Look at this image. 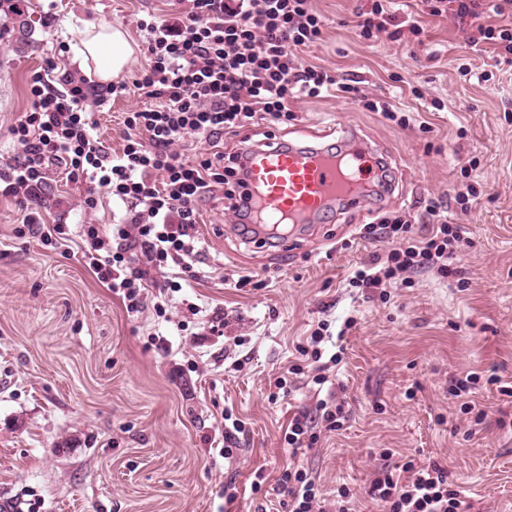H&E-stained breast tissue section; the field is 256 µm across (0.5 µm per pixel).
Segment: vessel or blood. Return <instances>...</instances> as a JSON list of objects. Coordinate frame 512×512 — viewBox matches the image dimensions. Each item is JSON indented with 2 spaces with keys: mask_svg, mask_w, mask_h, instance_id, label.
Masks as SVG:
<instances>
[{
  "mask_svg": "<svg viewBox=\"0 0 512 512\" xmlns=\"http://www.w3.org/2000/svg\"><path fill=\"white\" fill-rule=\"evenodd\" d=\"M372 167L368 146L357 140L341 156L325 146L253 148L247 168L255 221L299 229L321 221L337 205L361 206Z\"/></svg>",
  "mask_w": 512,
  "mask_h": 512,
  "instance_id": "vessel-or-blood-1",
  "label": "vessel or blood"
}]
</instances>
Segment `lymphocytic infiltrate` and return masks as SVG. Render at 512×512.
<instances>
[{"mask_svg": "<svg viewBox=\"0 0 512 512\" xmlns=\"http://www.w3.org/2000/svg\"><path fill=\"white\" fill-rule=\"evenodd\" d=\"M181 10L170 22L138 18L148 62L133 84L110 86L121 95L135 88L152 98L153 106L126 113L124 145L115 154L94 136L95 121L86 106L92 93L85 80L67 79L56 89L41 73L29 83L30 105L7 127L20 158L0 162V197L24 203L49 180L56 164L84 187L86 219L80 238L83 257L98 279L118 294L129 313L152 305L166 317L167 296L179 291L164 277L168 264L193 272L200 251L199 204L222 191L228 208L248 221L251 196L245 193L241 151L226 153L219 145L225 135H240L255 118L287 122L290 100L320 97L340 87L330 71L303 65L299 53L317 43L323 17L310 0H176ZM361 38L420 35L416 22L399 23L386 0H373L356 14ZM205 138L212 156L186 160L178 145L185 137ZM121 201L127 220L96 223L98 192ZM473 184L453 189L452 202L428 198L424 211L431 224L424 237L413 234L404 216H381L365 225L364 235L387 242L384 254L360 265L349 280L354 288H384L407 273L435 272L443 279L459 274L454 258L468 247L460 225L449 223L448 206L467 205L476 197ZM323 329H315L299 345L300 360L278 377L274 386L287 390L289 376L314 370L313 382L323 385L328 364ZM318 417L294 415L284 440L291 455L313 448L319 429L335 431L346 419L343 405L320 400ZM283 512H349L352 494L340 486L335 502L322 498L314 481L298 463L287 464L277 480ZM367 495L380 512H467L462 487L450 479L447 467L428 459L382 466Z\"/></svg>", "mask_w": 512, "mask_h": 512, "instance_id": "obj_1", "label": "lymphocytic infiltrate"}]
</instances>
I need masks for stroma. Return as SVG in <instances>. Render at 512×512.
Wrapping results in <instances>:
<instances>
[{
    "mask_svg": "<svg viewBox=\"0 0 512 512\" xmlns=\"http://www.w3.org/2000/svg\"><path fill=\"white\" fill-rule=\"evenodd\" d=\"M371 0H310L325 19L322 38L302 62L359 81L369 97L409 118L398 126L341 92L291 103L288 122L258 129L295 145L342 143L355 132L391 165L393 190L358 209L337 208L277 246L231 232L236 221L222 197L199 204L203 249L197 278L174 293L169 319L152 307L127 313L98 281L76 240L83 187L56 167L39 196L20 207L0 198V512H281L276 491L253 492L255 473L278 476L288 458L284 430L294 413L314 412L336 397L348 418L325 431L301 457L325 498L340 484L360 512L375 471L428 458L447 466L470 512H512V399L480 384L487 416L467 435V415L449 399L468 372L512 384V63L486 44L468 46L470 20L433 16L425 0H394L391 11L414 20L420 37L366 40L355 14ZM35 46L0 36V126L29 104V80L54 85L79 73L74 48L86 22L124 29L135 55L121 79L146 63L135 18H172L170 0H32ZM488 81H481V74ZM139 94L96 108L101 140L120 149L125 113L151 106ZM479 185L468 211L448 209L471 248L459 253V281L413 274L392 286L389 301L348 287L361 263L386 243L360 229L382 214L420 215L424 198H447L461 179ZM63 224L68 241L51 244L16 234L26 213ZM256 274L262 286L236 289ZM222 318V335L209 332ZM344 359L328 381L294 377L289 395L269 401L270 387L319 323L338 332L347 318ZM245 424L241 449L222 457L224 417ZM234 479L237 498L224 501Z\"/></svg>",
    "mask_w": 512,
    "mask_h": 512,
    "instance_id": "stroma-1",
    "label": "stroma"
}]
</instances>
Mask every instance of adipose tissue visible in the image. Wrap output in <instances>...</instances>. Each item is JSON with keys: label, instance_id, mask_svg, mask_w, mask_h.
<instances>
[{"label": "adipose tissue", "instance_id": "1", "mask_svg": "<svg viewBox=\"0 0 512 512\" xmlns=\"http://www.w3.org/2000/svg\"><path fill=\"white\" fill-rule=\"evenodd\" d=\"M134 54L126 32L118 28L89 25L76 50L81 64H92V76L105 82L124 73Z\"/></svg>", "mask_w": 512, "mask_h": 512}]
</instances>
